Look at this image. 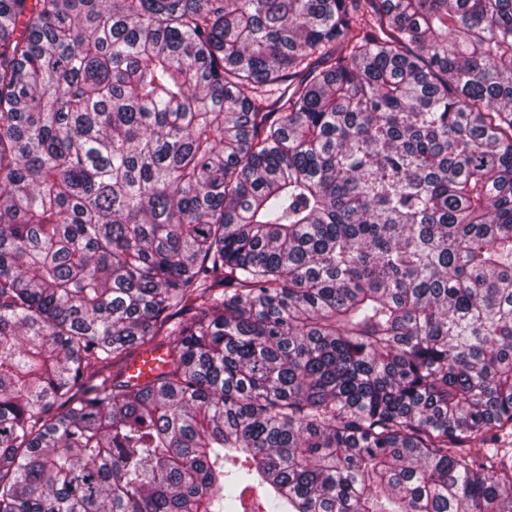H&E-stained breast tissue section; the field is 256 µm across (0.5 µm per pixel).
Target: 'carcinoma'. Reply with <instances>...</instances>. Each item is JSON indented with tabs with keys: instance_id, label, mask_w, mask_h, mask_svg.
Listing matches in <instances>:
<instances>
[{
	"instance_id": "cac0c4a2",
	"label": "carcinoma",
	"mask_w": 512,
	"mask_h": 512,
	"mask_svg": "<svg viewBox=\"0 0 512 512\" xmlns=\"http://www.w3.org/2000/svg\"><path fill=\"white\" fill-rule=\"evenodd\" d=\"M0 512H512V0H0ZM164 360H167L164 351L149 352L133 362L129 366L128 372L131 375H139L140 378L150 377L156 373L158 368L163 367Z\"/></svg>"
}]
</instances>
